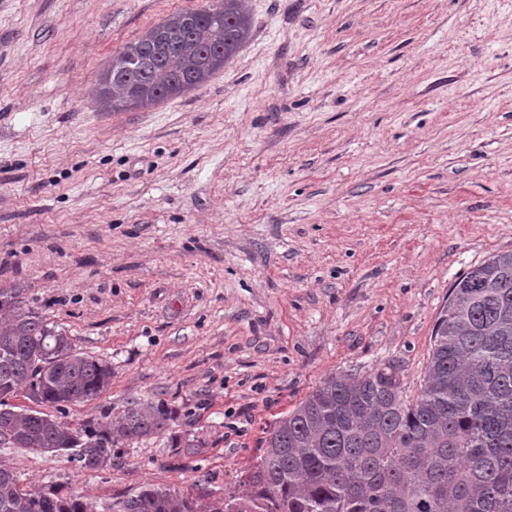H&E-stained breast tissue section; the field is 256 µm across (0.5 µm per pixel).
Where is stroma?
I'll return each instance as SVG.
<instances>
[{
    "label": "stroma",
    "mask_w": 512,
    "mask_h": 512,
    "mask_svg": "<svg viewBox=\"0 0 512 512\" xmlns=\"http://www.w3.org/2000/svg\"><path fill=\"white\" fill-rule=\"evenodd\" d=\"M202 2L0 0V288L112 368L63 421L175 411L96 472L0 444L23 489L214 512L328 375L414 394L450 284L512 250V0H248L206 84L102 110L112 53ZM112 512H198L189 498L147 485L134 495L112 502Z\"/></svg>",
    "instance_id": "1"
}]
</instances>
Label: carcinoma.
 <instances>
[{"label":"carcinoma","mask_w":512,"mask_h":512,"mask_svg":"<svg viewBox=\"0 0 512 512\" xmlns=\"http://www.w3.org/2000/svg\"><path fill=\"white\" fill-rule=\"evenodd\" d=\"M247 0L178 10L123 45L100 78V106L145 109L206 83L251 40ZM0 442L71 453L82 469L112 465V451L168 429L164 402L132 400L112 423L73 427L7 397L56 410L97 398L112 369L77 351L18 288H0ZM417 394L399 368L331 375L278 421L260 461L224 512H512V250L461 274L432 330ZM0 512H95L56 486L19 487L0 466ZM111 512H198L190 499L147 485Z\"/></svg>","instance_id":"1"}]
</instances>
